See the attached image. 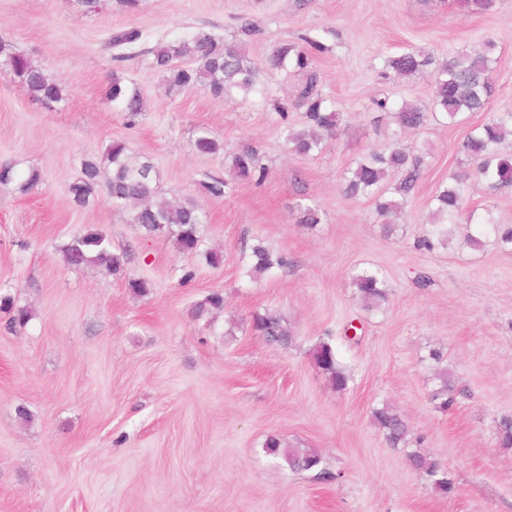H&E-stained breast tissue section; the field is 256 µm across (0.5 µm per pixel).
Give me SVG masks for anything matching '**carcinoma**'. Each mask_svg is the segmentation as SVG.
I'll return each instance as SVG.
<instances>
[{
	"instance_id": "1",
	"label": "carcinoma",
	"mask_w": 512,
	"mask_h": 512,
	"mask_svg": "<svg viewBox=\"0 0 512 512\" xmlns=\"http://www.w3.org/2000/svg\"><path fill=\"white\" fill-rule=\"evenodd\" d=\"M142 38L140 30L128 28L115 32L106 44L112 51L111 59L124 62L138 56L131 51ZM496 44L485 41L477 48L461 51L438 63L431 54L423 51L405 52L390 56L384 62L383 75L388 77H412L426 74L433 85V112L457 125L471 112L488 109L493 94L492 73ZM327 46L317 34L306 33L299 41L286 43L275 48L267 62L270 68L289 69L302 76L293 99L286 103L274 102V109L283 123L282 134L290 151L308 156L322 150L325 138L336 135L340 113L327 100L320 86L314 68L315 53H322ZM152 69L159 72L171 90L202 88L216 97H223L233 89L249 94L257 90V71L241 52L233 47L220 44L206 31L199 30L190 37L167 44H161L146 51ZM189 56L192 65L182 66L176 60ZM0 74L19 79L30 96L45 103H61L66 99V87L35 67L23 54L12 51L0 43ZM107 96L116 105L125 125H137L145 112L141 92L127 85L117 72L107 90ZM291 109L303 112L308 128L298 130L288 123ZM427 112L408 102L394 110L396 129L394 137L415 130L426 120ZM512 137V112H499L489 121L472 127L462 144V149L473 168L461 169L446 185H440L431 197L432 231L419 240V246L430 250L434 241L446 234L444 225L459 221L464 211V191L468 181L475 176L484 180L495 190L512 188V154L501 150V145ZM195 151L202 154H216L223 144L207 132L202 133L193 143ZM424 155L414 153L395 142L385 152H373L359 161L355 167L343 174L344 193L350 198L371 197L375 199L377 212L386 216L402 208L414 192L421 175ZM230 169L235 177L252 180L257 184L265 181L268 170L261 163L257 149L251 145L242 146L230 160ZM157 172L153 163L133 153L125 142L114 141L98 157L82 161L80 175L70 184L69 193L79 204L88 201L98 188L105 189L117 207H133L130 221L143 228L149 235H155L176 227L175 237L179 250L194 253L200 245L199 228L207 223V214L199 206L175 203L158 196ZM41 182V175L30 170L26 177H20L11 164L0 166V186L27 194ZM467 224L473 231L467 235V243L473 249L483 247V238L493 236L503 248H512V225L492 221L475 222L468 217ZM66 262L74 267L99 263L105 265L111 274L119 273L124 266V256L111 252L106 235L97 228L87 227L74 236L63 249ZM245 275L258 281L273 269L288 267V258L273 253L262 242L249 247L243 256ZM353 285L369 308H378L387 299L385 279L378 270H363L353 276ZM224 307L221 291L210 292L195 304L192 317L203 318L213 309ZM0 308L10 313V325L23 328L30 320V313L24 307L14 308L9 293L0 294ZM253 329L267 341L288 345L294 340L292 332L273 315L253 316ZM315 366L325 373L338 390L347 385V378L339 367L336 351L325 341L318 343L312 351ZM373 421L384 432L387 442L397 447L405 443L407 425L402 417L390 406L384 405L373 410ZM264 448L267 454L282 459L292 470H312L319 466L318 454L299 448H284L281 440L270 435ZM415 467L433 479L434 488L442 493L454 491V483L448 478L447 469L440 463L430 461L420 454L411 455Z\"/></svg>"
}]
</instances>
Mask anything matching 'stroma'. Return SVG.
<instances>
[{"label":"stroma","mask_w":512,"mask_h":512,"mask_svg":"<svg viewBox=\"0 0 512 512\" xmlns=\"http://www.w3.org/2000/svg\"><path fill=\"white\" fill-rule=\"evenodd\" d=\"M243 18L257 27L244 43ZM126 27L141 31L144 48L199 30L241 43L264 92H168L146 57L111 61L105 44ZM308 30L325 34L316 67L341 121L321 152L301 156L286 149L273 108L300 78L267 58ZM487 40L496 45L490 110L512 112V0L486 14L463 0H141L134 12L119 0L97 12L74 0H0V43L68 93L48 108L0 75V164L42 175L25 195L0 187V290L32 314L13 329L0 310V512H512V448L497 435L512 417V251L491 239L470 248L462 222L433 249L416 246L431 228L432 195L465 165L462 142L486 114L456 126L431 116L403 137L426 157L392 235L374 199L342 190L344 171L391 141L395 121L373 99L432 103L427 78H382L385 59L423 49L440 62ZM115 70L146 101L132 128L106 97ZM204 130L222 153L192 148ZM116 140L151 160L164 197L206 211L199 252L147 235L104 191L73 202L83 159ZM244 144L269 170L263 183L232 178L224 164ZM215 178L229 183L220 199L205 188ZM301 205L321 223H298ZM465 208L512 225V190L471 181ZM89 225L126 253L123 274L66 264L64 246ZM259 240L289 265L252 281L240 258ZM208 251L223 263L209 265ZM363 269L386 276L379 309L366 310L352 285ZM184 270L193 279L183 286ZM421 273L430 287L416 284ZM130 276L148 282L146 294L128 288ZM213 290L223 310L192 320ZM266 312L292 331L291 345L252 331ZM321 341L336 350L345 390L312 360ZM444 370L455 396L447 411L434 398ZM385 404L408 425L405 445L390 446L373 422ZM270 435L316 452L319 470L266 454ZM416 452L447 469L452 494L414 468Z\"/></svg>","instance_id":"35a3bbf8"}]
</instances>
